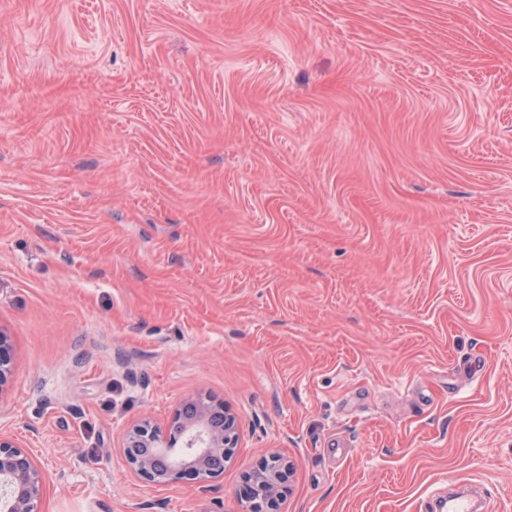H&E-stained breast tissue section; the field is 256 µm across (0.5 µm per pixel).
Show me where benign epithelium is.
Masks as SVG:
<instances>
[{
  "instance_id": "benign-epithelium-1",
  "label": "benign epithelium",
  "mask_w": 512,
  "mask_h": 512,
  "mask_svg": "<svg viewBox=\"0 0 512 512\" xmlns=\"http://www.w3.org/2000/svg\"><path fill=\"white\" fill-rule=\"evenodd\" d=\"M12 348L0 330V387L11 372ZM217 403L189 398L174 411L171 424L162 428L148 420L129 425L122 456L132 472L149 485H169L184 479L208 480L224 473V464L238 447L235 416L224 410V426L211 422ZM182 445L173 456L176 445ZM295 464L273 454L264 466L244 475L250 491L245 512H281L287 478ZM43 478L28 451L0 435V512H41Z\"/></svg>"
}]
</instances>
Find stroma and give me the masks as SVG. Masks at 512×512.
<instances>
[{
  "label": "stroma",
  "mask_w": 512,
  "mask_h": 512,
  "mask_svg": "<svg viewBox=\"0 0 512 512\" xmlns=\"http://www.w3.org/2000/svg\"><path fill=\"white\" fill-rule=\"evenodd\" d=\"M0 434L42 512H512V0H0ZM223 403V475L124 428ZM217 405L210 399L189 398L179 405L164 428L148 420L129 425L121 448L126 464L149 485H169L183 479L201 481L222 475L224 464L238 447L240 434L235 416L226 408L224 426L212 424ZM172 424L178 427L176 432ZM178 443L184 448L172 459ZM295 464L280 455H270L262 469L244 475L250 495L245 512H282L284 488Z\"/></svg>",
  "instance_id": "stroma-1"
}]
</instances>
